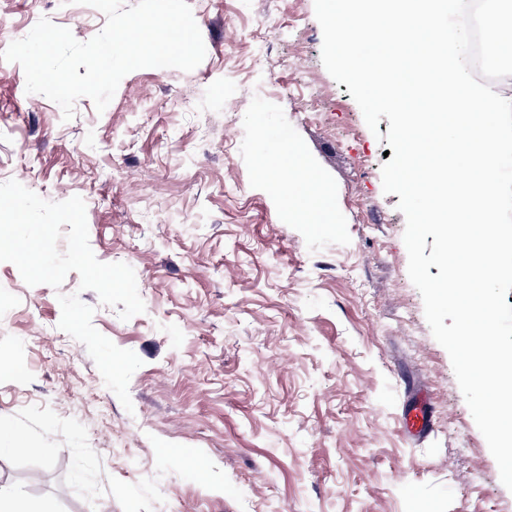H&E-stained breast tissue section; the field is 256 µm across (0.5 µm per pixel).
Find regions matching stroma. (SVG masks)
<instances>
[{
	"mask_svg": "<svg viewBox=\"0 0 512 512\" xmlns=\"http://www.w3.org/2000/svg\"><path fill=\"white\" fill-rule=\"evenodd\" d=\"M189 5L201 64L132 71L101 112L83 97L64 120L0 60V183L81 197L96 258L131 266L145 305L124 321L77 272L30 286L0 262V419L32 447L0 458V485L57 512H512L408 276L389 121L370 131L324 67L314 0ZM43 17L82 42L106 22L0 0V43ZM280 145L331 191L327 219L258 178ZM75 292L142 361L132 409L58 327ZM415 394L427 437L402 428Z\"/></svg>",
	"mask_w": 512,
	"mask_h": 512,
	"instance_id": "stroma-1",
	"label": "stroma"
}]
</instances>
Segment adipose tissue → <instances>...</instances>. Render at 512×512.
<instances>
[{
  "instance_id": "1",
  "label": "adipose tissue",
  "mask_w": 512,
  "mask_h": 512,
  "mask_svg": "<svg viewBox=\"0 0 512 512\" xmlns=\"http://www.w3.org/2000/svg\"><path fill=\"white\" fill-rule=\"evenodd\" d=\"M257 171L263 179H285V201L292 208L311 215L324 217L331 210V197L318 187L313 172L288 151L266 152L257 158Z\"/></svg>"
}]
</instances>
